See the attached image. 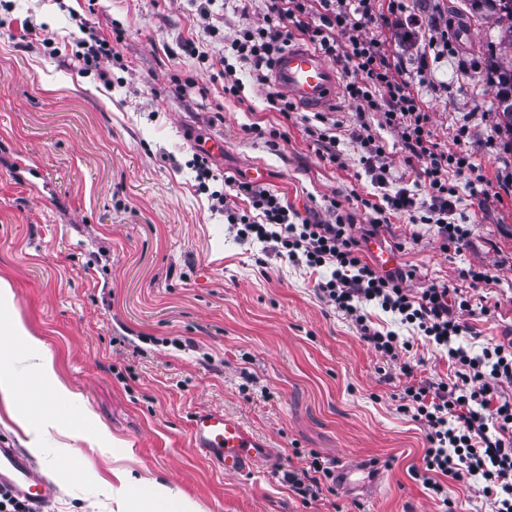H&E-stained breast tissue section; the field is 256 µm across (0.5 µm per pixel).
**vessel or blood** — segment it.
I'll use <instances>...</instances> for the list:
<instances>
[{"label": "vessel or blood", "instance_id": "vessel-or-blood-1", "mask_svg": "<svg viewBox=\"0 0 512 512\" xmlns=\"http://www.w3.org/2000/svg\"><path fill=\"white\" fill-rule=\"evenodd\" d=\"M273 83L289 99L306 110L335 105L341 90V74L319 50L292 40L275 57ZM194 450L202 452L227 475L247 474L258 460L268 455V443L239 418L203 409L190 421ZM25 497L34 512H44L53 495L52 486L36 478L27 456L13 448L0 447V486Z\"/></svg>", "mask_w": 512, "mask_h": 512}]
</instances>
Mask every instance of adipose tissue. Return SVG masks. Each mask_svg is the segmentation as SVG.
<instances>
[{"label":"adipose tissue","instance_id":"1","mask_svg":"<svg viewBox=\"0 0 512 512\" xmlns=\"http://www.w3.org/2000/svg\"><path fill=\"white\" fill-rule=\"evenodd\" d=\"M8 349L33 364L34 373L40 385L49 389L52 398L69 402L79 401V394L56 381L51 356L40 339L33 336L14 308V291L10 280L0 277V350ZM0 398L6 402L24 407V414L17 421L26 437L27 448H42L51 428L58 421L50 409L37 407L24 398L19 389L16 374L0 372ZM135 512H199L196 505L173 491L169 486L151 481L141 484L134 503Z\"/></svg>","mask_w":512,"mask_h":512}]
</instances>
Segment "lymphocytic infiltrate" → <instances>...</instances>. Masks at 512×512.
I'll return each mask as SVG.
<instances>
[{
	"instance_id": "obj_1",
	"label": "lymphocytic infiltrate",
	"mask_w": 512,
	"mask_h": 512,
	"mask_svg": "<svg viewBox=\"0 0 512 512\" xmlns=\"http://www.w3.org/2000/svg\"><path fill=\"white\" fill-rule=\"evenodd\" d=\"M266 16L259 26L245 25L224 46V91L237 96L242 84L235 62L248 63L256 82L267 83L276 54L299 31L324 54L344 58L356 74L344 85L346 101L360 111L382 113L405 150L416 158L417 180L426 188L416 197L402 188L385 195L383 202L363 200L373 211L372 229L390 223L391 217L426 212L442 250L460 248L468 236L463 225L452 222L456 188L449 177L473 169L471 154L441 150L432 139L430 116L409 90L398 63L386 54L383 43L366 35L376 19L375 0H266ZM227 187L246 196L253 209L243 214L232 206L225 191L212 192L213 208L237 227L240 238L280 245L289 260L309 269L329 268L316 291L354 322L362 342L393 361L412 383L403 391L401 409L411 414L425 431L428 446L421 479L435 496H444V479L458 482L470 477L482 480L481 493L490 512H512V397L501 383H512V336L487 343L473 353L458 339L468 330L461 316L471 303L462 294H450L448 286L431 285L419 292L407 288L412 271L380 273L366 262L353 234L351 215H336L330 222L298 221L283 198L273 191L225 179ZM375 305L409 327L433 348L445 352L454 374L451 379L414 380V368L400 362L409 341L392 330L372 326L366 312ZM333 476L332 464L312 459L309 466L284 473L289 490L302 499H316Z\"/></svg>"
}]
</instances>
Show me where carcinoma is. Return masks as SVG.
<instances>
[{
  "label": "carcinoma",
  "mask_w": 512,
  "mask_h": 512,
  "mask_svg": "<svg viewBox=\"0 0 512 512\" xmlns=\"http://www.w3.org/2000/svg\"><path fill=\"white\" fill-rule=\"evenodd\" d=\"M469 15L477 20L492 18L498 28L496 51L489 55L488 72L497 90L512 76V0H464Z\"/></svg>",
  "instance_id": "obj_1"
}]
</instances>
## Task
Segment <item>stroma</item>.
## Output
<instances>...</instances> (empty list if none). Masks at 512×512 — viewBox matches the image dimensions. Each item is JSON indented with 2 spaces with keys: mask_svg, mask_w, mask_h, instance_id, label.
I'll return each instance as SVG.
<instances>
[{
  "mask_svg": "<svg viewBox=\"0 0 512 512\" xmlns=\"http://www.w3.org/2000/svg\"><path fill=\"white\" fill-rule=\"evenodd\" d=\"M462 6L408 2L424 23L448 24L451 55L412 91L439 148L468 151L476 165L451 178L468 238L446 254L430 225L406 218L380 238L403 242L397 265L414 270L412 291L443 283L470 297L460 342L477 350L512 331V137L487 77L496 26L462 19ZM265 12V0H212L205 18L196 0H0V276L58 379L81 396L56 400L61 427L33 458L55 488L46 512H131L123 470L167 483L203 512H488L468 483L447 481L443 502L413 478L427 442L397 409L398 363L319 299L310 270L273 244L240 241L212 209L224 177L247 182L261 166L266 188L302 217L331 220L338 201L360 238L371 217L361 197L413 186L407 151L375 113L340 100L321 122L369 124L391 171L381 188L357 141L341 136L337 161L322 156L313 113L271 108L248 64L236 65L242 98L225 94L223 40ZM25 17L36 29L22 41ZM91 32L113 41L104 81L75 57ZM46 38L62 43L60 54ZM179 76L194 88L179 91ZM214 139L224 151L202 192L189 162L198 141ZM473 266L489 281L468 278ZM203 408L239 417L271 443L270 456L247 475L220 473L189 446L190 419ZM102 424L115 447L97 442ZM314 454L375 462L382 494L337 482L303 501L279 469Z\"/></svg>",
  "mask_w": 512,
  "mask_h": 512,
  "instance_id": "1",
  "label": "stroma"
}]
</instances>
